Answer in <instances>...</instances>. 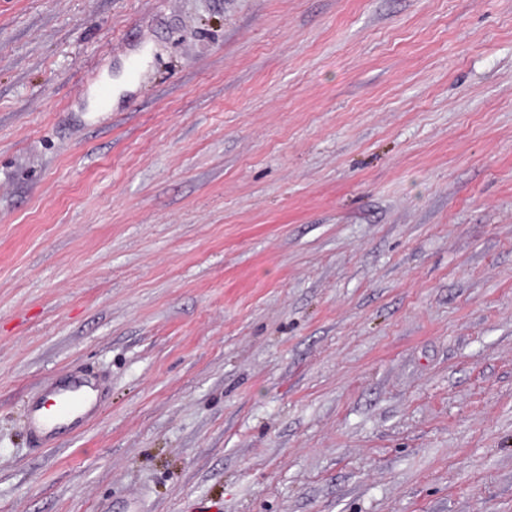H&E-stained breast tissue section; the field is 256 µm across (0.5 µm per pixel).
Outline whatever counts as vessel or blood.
Returning a JSON list of instances; mask_svg holds the SVG:
<instances>
[{
    "label": "vessel or blood",
    "mask_w": 512,
    "mask_h": 512,
    "mask_svg": "<svg viewBox=\"0 0 512 512\" xmlns=\"http://www.w3.org/2000/svg\"><path fill=\"white\" fill-rule=\"evenodd\" d=\"M105 384L93 370L75 367L45 383L27 405L25 423L35 447L59 446L82 433L104 404Z\"/></svg>",
    "instance_id": "1"
}]
</instances>
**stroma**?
Masks as SVG:
<instances>
[{"mask_svg":"<svg viewBox=\"0 0 512 512\" xmlns=\"http://www.w3.org/2000/svg\"><path fill=\"white\" fill-rule=\"evenodd\" d=\"M0 512H512V0H0ZM105 384L93 370L75 367L45 383L40 396L27 405L25 423L32 444L42 448L59 446L82 433L104 404ZM57 399V400H56ZM47 400L59 402L56 414L43 411Z\"/></svg>","mask_w":512,"mask_h":512,"instance_id":"stroma-1","label":"stroma"}]
</instances>
